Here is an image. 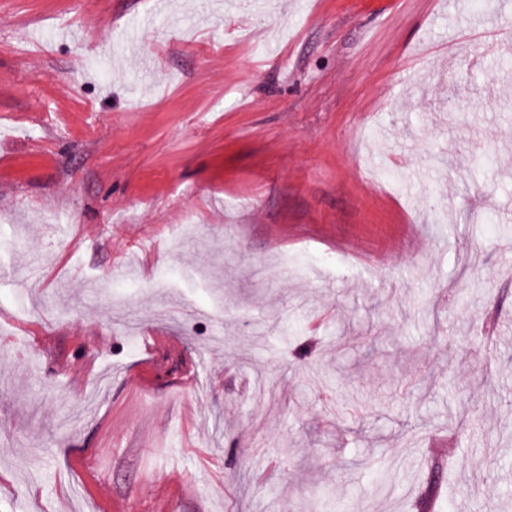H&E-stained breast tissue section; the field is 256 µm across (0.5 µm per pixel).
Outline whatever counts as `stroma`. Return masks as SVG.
Returning <instances> with one entry per match:
<instances>
[{"instance_id":"35a3bbf8","label":"stroma","mask_w":512,"mask_h":512,"mask_svg":"<svg viewBox=\"0 0 512 512\" xmlns=\"http://www.w3.org/2000/svg\"><path fill=\"white\" fill-rule=\"evenodd\" d=\"M477 2L0 0V512H512Z\"/></svg>"}]
</instances>
